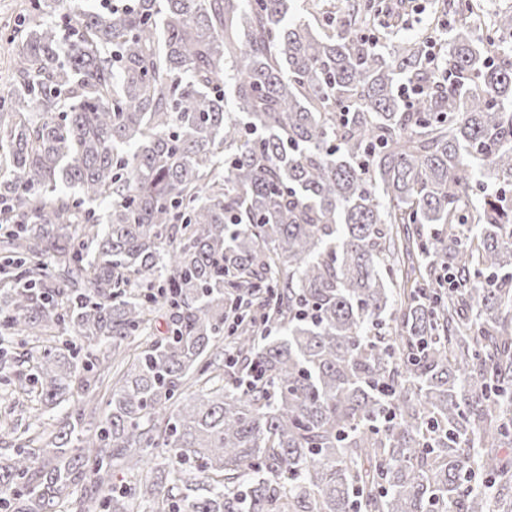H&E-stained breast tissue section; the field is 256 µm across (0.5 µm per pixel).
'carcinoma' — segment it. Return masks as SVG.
<instances>
[{
    "mask_svg": "<svg viewBox=\"0 0 512 512\" xmlns=\"http://www.w3.org/2000/svg\"><path fill=\"white\" fill-rule=\"evenodd\" d=\"M63 8L0 91V334L72 409L0 512H512V6L442 75L374 0Z\"/></svg>",
    "mask_w": 512,
    "mask_h": 512,
    "instance_id": "cac0c4a2",
    "label": "carcinoma"
}]
</instances>
